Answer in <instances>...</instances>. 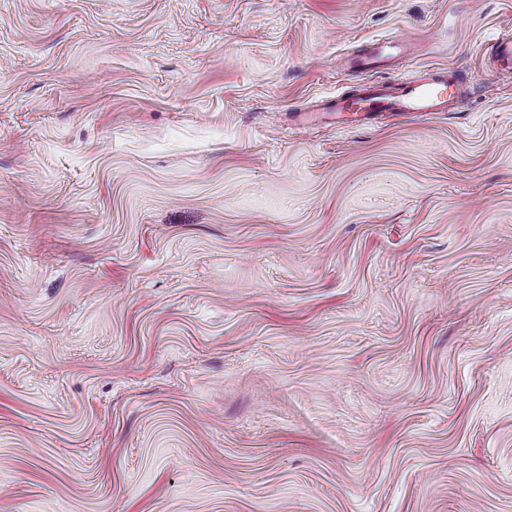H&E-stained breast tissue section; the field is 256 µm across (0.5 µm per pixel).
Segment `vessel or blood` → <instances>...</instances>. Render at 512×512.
Segmentation results:
<instances>
[{
	"label": "vessel or blood",
	"mask_w": 512,
	"mask_h": 512,
	"mask_svg": "<svg viewBox=\"0 0 512 512\" xmlns=\"http://www.w3.org/2000/svg\"><path fill=\"white\" fill-rule=\"evenodd\" d=\"M492 71L498 77H512V35L498 37L487 50ZM393 56L392 48L372 44L360 57L361 69L379 68ZM461 73L446 67H429L397 81L371 80L354 95L337 96L327 102L326 111L335 113L342 128L369 126L391 116L426 119L455 109Z\"/></svg>",
	"instance_id": "vessel-or-blood-1"
}]
</instances>
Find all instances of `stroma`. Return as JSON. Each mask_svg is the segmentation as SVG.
Masks as SVG:
<instances>
[{
	"mask_svg": "<svg viewBox=\"0 0 512 512\" xmlns=\"http://www.w3.org/2000/svg\"><path fill=\"white\" fill-rule=\"evenodd\" d=\"M512 0H0V512H512ZM456 111L339 130L348 57ZM489 66L496 77H512V35L498 37L487 49ZM408 46L409 44L406 41H402V43L399 45H386L383 43H374L360 57V59L357 61V65L361 69L367 71L377 69L394 56L392 52L393 49H398L399 51L406 52Z\"/></svg>",
	"mask_w": 512,
	"mask_h": 512,
	"instance_id": "35a3bbf8",
	"label": "stroma"
}]
</instances>
